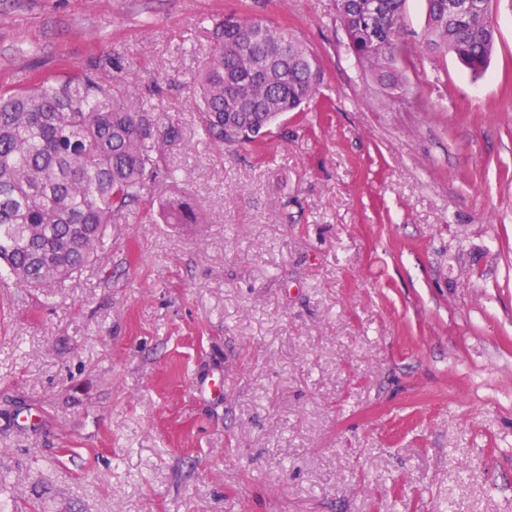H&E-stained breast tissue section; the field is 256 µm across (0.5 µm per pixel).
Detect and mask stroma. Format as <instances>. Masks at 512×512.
Returning <instances> with one entry per match:
<instances>
[{
  "mask_svg": "<svg viewBox=\"0 0 512 512\" xmlns=\"http://www.w3.org/2000/svg\"><path fill=\"white\" fill-rule=\"evenodd\" d=\"M490 65L346 53L334 0H0V89L108 56L181 129L66 287L0 285V512H512V0ZM319 103L218 148L189 80L226 13ZM200 209L170 224L174 192ZM220 376L223 397L190 392Z\"/></svg>",
  "mask_w": 512,
  "mask_h": 512,
  "instance_id": "35a3bbf8",
  "label": "stroma"
}]
</instances>
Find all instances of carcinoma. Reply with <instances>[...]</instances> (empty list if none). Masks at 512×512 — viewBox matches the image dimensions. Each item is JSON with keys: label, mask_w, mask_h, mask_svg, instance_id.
I'll return each mask as SVG.
<instances>
[{"label": "carcinoma", "mask_w": 512, "mask_h": 512, "mask_svg": "<svg viewBox=\"0 0 512 512\" xmlns=\"http://www.w3.org/2000/svg\"><path fill=\"white\" fill-rule=\"evenodd\" d=\"M336 0L334 23L350 55L380 81L405 88L398 63L416 50L454 55L474 79L497 39L490 0L448 18V0H427L424 36L405 39L406 0ZM194 80L198 122L215 144H254L288 112L317 97L323 72L288 27L228 14ZM112 58L90 68L65 65L47 84L0 92V279L17 288H64L103 251L108 227L145 204L147 180L165 168L164 149L146 141L180 139L179 127L115 89ZM173 224L197 223L195 204L168 201Z\"/></svg>", "instance_id": "cac0c4a2"}]
</instances>
